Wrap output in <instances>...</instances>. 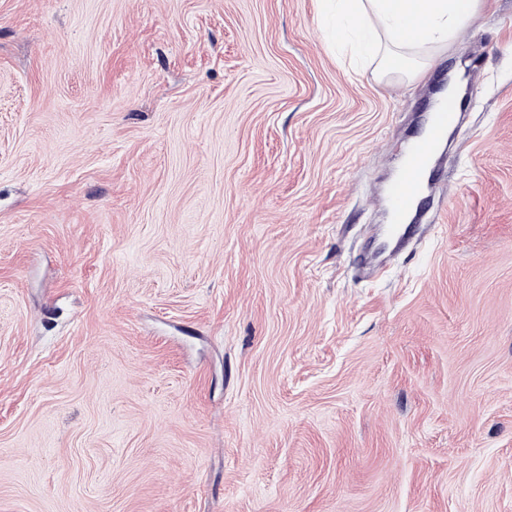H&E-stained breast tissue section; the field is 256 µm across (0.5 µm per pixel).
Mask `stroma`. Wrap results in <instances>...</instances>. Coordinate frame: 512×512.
<instances>
[{
  "label": "stroma",
  "instance_id": "1",
  "mask_svg": "<svg viewBox=\"0 0 512 512\" xmlns=\"http://www.w3.org/2000/svg\"><path fill=\"white\" fill-rule=\"evenodd\" d=\"M476 66L445 211L358 277ZM0 512H512V0L410 80L315 0H0Z\"/></svg>",
  "mask_w": 512,
  "mask_h": 512
}]
</instances>
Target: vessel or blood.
<instances>
[{"mask_svg":"<svg viewBox=\"0 0 512 512\" xmlns=\"http://www.w3.org/2000/svg\"><path fill=\"white\" fill-rule=\"evenodd\" d=\"M464 114L457 99L446 97L439 101L423 133L410 141L394 176L383 196L389 224L386 229V251L363 255L360 271L373 270L387 262L389 253L405 247L422 227L424 214L421 200L438 197L440 182L433 176L434 165L444 164L450 141L449 133L461 132Z\"/></svg>","mask_w":512,"mask_h":512,"instance_id":"b4317fda","label":"vessel or blood"}]
</instances>
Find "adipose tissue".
Segmentation results:
<instances>
[{
  "instance_id": "obj_1",
  "label": "adipose tissue",
  "mask_w": 512,
  "mask_h": 512,
  "mask_svg": "<svg viewBox=\"0 0 512 512\" xmlns=\"http://www.w3.org/2000/svg\"><path fill=\"white\" fill-rule=\"evenodd\" d=\"M328 46L380 73L421 70L418 48L444 46L473 18L476 0H316Z\"/></svg>"
}]
</instances>
